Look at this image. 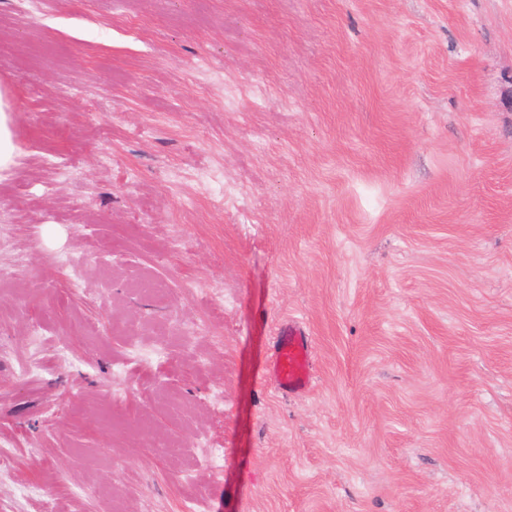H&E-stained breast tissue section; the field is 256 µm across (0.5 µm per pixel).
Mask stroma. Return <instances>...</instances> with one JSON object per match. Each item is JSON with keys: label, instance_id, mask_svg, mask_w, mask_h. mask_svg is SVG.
Returning a JSON list of instances; mask_svg holds the SVG:
<instances>
[{"label": "stroma", "instance_id": "1", "mask_svg": "<svg viewBox=\"0 0 512 512\" xmlns=\"http://www.w3.org/2000/svg\"><path fill=\"white\" fill-rule=\"evenodd\" d=\"M0 98V512H512V0H0ZM2 105L3 102L0 98V169L7 168L13 163L15 153L8 115L3 111ZM268 371L285 394L302 393L312 387V345L299 322L288 320L281 324Z\"/></svg>", "mask_w": 512, "mask_h": 512}]
</instances>
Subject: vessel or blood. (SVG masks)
Instances as JSON below:
<instances>
[{"label":"vessel or blood","mask_w":512,"mask_h":512,"mask_svg":"<svg viewBox=\"0 0 512 512\" xmlns=\"http://www.w3.org/2000/svg\"><path fill=\"white\" fill-rule=\"evenodd\" d=\"M268 371L283 393L298 394L312 387V345L299 322L288 320L281 324Z\"/></svg>","instance_id":"b4317fda"}]
</instances>
